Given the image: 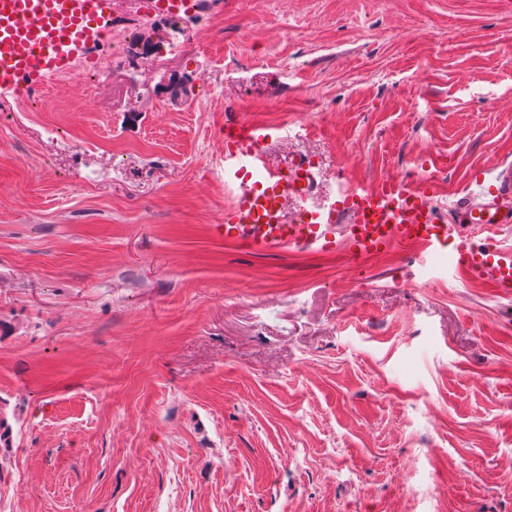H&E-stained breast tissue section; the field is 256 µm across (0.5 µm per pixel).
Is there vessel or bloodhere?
<instances>
[{
    "mask_svg": "<svg viewBox=\"0 0 512 512\" xmlns=\"http://www.w3.org/2000/svg\"><path fill=\"white\" fill-rule=\"evenodd\" d=\"M109 22L110 0H0V89L69 72L86 45L103 37ZM269 135L268 128L250 122L224 131V180L237 186L224 209L225 240L269 252L341 249L354 258L395 244H415L429 255L447 245L450 228L439 218L426 183L352 185L329 206L303 209L297 223H286L283 198L305 199L312 178L301 166L288 175L271 169L260 147ZM471 184L456 208L457 224L491 234L512 224V180L480 169ZM455 270L489 281L501 294L512 293L511 251L460 244Z\"/></svg>",
    "mask_w": 512,
    "mask_h": 512,
    "instance_id": "vessel-or-blood-1",
    "label": "vessel or blood"
}]
</instances>
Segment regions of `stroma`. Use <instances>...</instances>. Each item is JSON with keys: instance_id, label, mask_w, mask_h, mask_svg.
Instances as JSON below:
<instances>
[{"instance_id": "1", "label": "stroma", "mask_w": 512, "mask_h": 512, "mask_svg": "<svg viewBox=\"0 0 512 512\" xmlns=\"http://www.w3.org/2000/svg\"><path fill=\"white\" fill-rule=\"evenodd\" d=\"M93 63L0 90V512H512V298L413 244L224 239L269 166L512 170V0H112Z\"/></svg>"}]
</instances>
